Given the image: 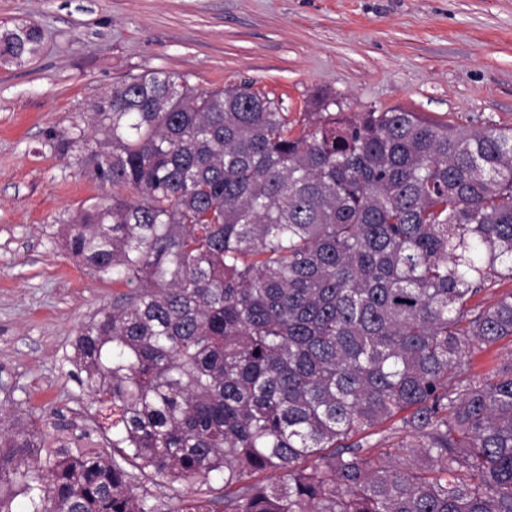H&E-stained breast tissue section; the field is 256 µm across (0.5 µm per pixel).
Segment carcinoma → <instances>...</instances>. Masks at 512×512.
<instances>
[{
    "instance_id": "carcinoma-1",
    "label": "carcinoma",
    "mask_w": 512,
    "mask_h": 512,
    "mask_svg": "<svg viewBox=\"0 0 512 512\" xmlns=\"http://www.w3.org/2000/svg\"><path fill=\"white\" fill-rule=\"evenodd\" d=\"M43 42L1 29L0 64ZM334 103L292 121L148 71L94 105L98 178L129 195L65 247L126 291L67 361L112 437L0 415V512H161L158 478L205 512H512V363L470 372L512 338V289L479 299L512 281V127ZM388 431L402 454L367 455ZM512 355V342L509 339H504L489 349L484 346H475L471 356V368L475 373H487L502 362H507Z\"/></svg>"
}]
</instances>
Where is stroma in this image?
Wrapping results in <instances>:
<instances>
[{
    "label": "stroma",
    "instance_id": "obj_1",
    "mask_svg": "<svg viewBox=\"0 0 512 512\" xmlns=\"http://www.w3.org/2000/svg\"><path fill=\"white\" fill-rule=\"evenodd\" d=\"M41 27L42 51L0 66V412L83 424L66 355L113 288L62 234L112 196L80 133L118 81L146 71L198 91L241 83L298 117L316 90L345 115L404 107L512 126V0H0V29Z\"/></svg>",
    "mask_w": 512,
    "mask_h": 512
}]
</instances>
